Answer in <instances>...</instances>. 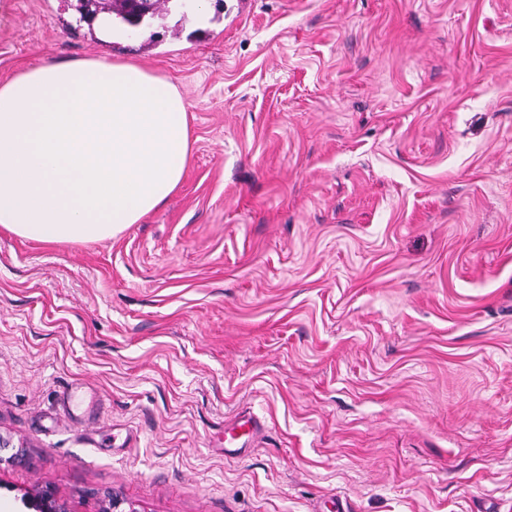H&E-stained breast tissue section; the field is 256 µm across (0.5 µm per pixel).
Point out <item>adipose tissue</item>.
Segmentation results:
<instances>
[{
	"label": "adipose tissue",
	"mask_w": 512,
	"mask_h": 512,
	"mask_svg": "<svg viewBox=\"0 0 512 512\" xmlns=\"http://www.w3.org/2000/svg\"><path fill=\"white\" fill-rule=\"evenodd\" d=\"M190 161L185 99L132 59L49 60L0 82V227L48 244L140 223Z\"/></svg>",
	"instance_id": "ef3b65f1"
}]
</instances>
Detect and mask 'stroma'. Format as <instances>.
<instances>
[{"label": "stroma", "mask_w": 512, "mask_h": 512, "mask_svg": "<svg viewBox=\"0 0 512 512\" xmlns=\"http://www.w3.org/2000/svg\"><path fill=\"white\" fill-rule=\"evenodd\" d=\"M77 6L11 0L0 82L136 59L191 158L114 238L0 228V512H512V0H208L110 38ZM261 429V423L252 415L241 416L232 426L224 429V451L236 453L250 447ZM20 503L28 512H70L67 505L60 502L49 488H35L24 492Z\"/></svg>", "instance_id": "stroma-1"}]
</instances>
